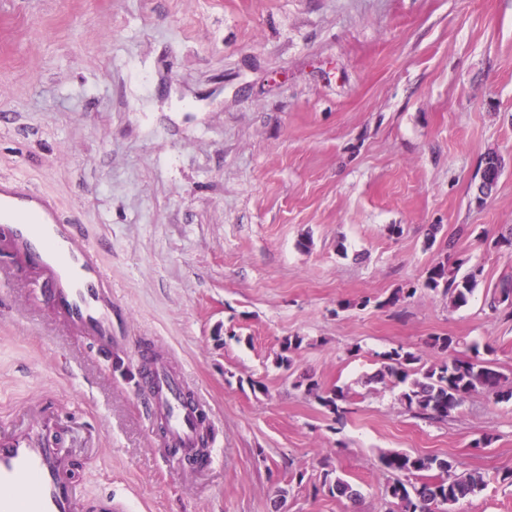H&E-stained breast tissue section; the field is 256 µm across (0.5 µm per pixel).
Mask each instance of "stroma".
I'll return each mask as SVG.
<instances>
[{
	"mask_svg": "<svg viewBox=\"0 0 512 512\" xmlns=\"http://www.w3.org/2000/svg\"><path fill=\"white\" fill-rule=\"evenodd\" d=\"M0 180L47 195L112 277L104 349L0 250V426L60 419L87 495L392 512L399 451L485 474L458 512H512V399L479 390L436 421L377 377L382 353L428 363L450 336L512 381V314L488 306L512 280V0H0ZM448 259L481 271L461 307L423 286ZM145 344L209 406L214 463L159 451ZM306 377L347 392L342 420ZM328 467L359 500L320 489Z\"/></svg>",
	"mask_w": 512,
	"mask_h": 512,
	"instance_id": "35a3bbf8",
	"label": "stroma"
}]
</instances>
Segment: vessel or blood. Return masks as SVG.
Wrapping results in <instances>:
<instances>
[{
    "instance_id": "obj_1",
    "label": "vessel or blood",
    "mask_w": 512,
    "mask_h": 512,
    "mask_svg": "<svg viewBox=\"0 0 512 512\" xmlns=\"http://www.w3.org/2000/svg\"><path fill=\"white\" fill-rule=\"evenodd\" d=\"M0 242L26 256L48 288L64 327L102 346L112 344V279L78 228L61 223L38 191L0 185ZM151 408L165 426L164 444L185 457L200 453L210 424L206 404L187 394L165 365L149 372ZM70 457L34 431L0 433V512H125L106 494L85 501L67 480Z\"/></svg>"
}]
</instances>
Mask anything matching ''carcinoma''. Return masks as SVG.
<instances>
[{
  "instance_id": "1",
  "label": "carcinoma",
  "mask_w": 512,
  "mask_h": 512,
  "mask_svg": "<svg viewBox=\"0 0 512 512\" xmlns=\"http://www.w3.org/2000/svg\"><path fill=\"white\" fill-rule=\"evenodd\" d=\"M462 263L448 266L440 262L428 270L423 287L442 290L457 306H464L477 285L479 272L459 275ZM303 338L288 337L283 341L279 364L291 368L288 353L300 348ZM473 354L452 361L436 359L428 367L414 368L422 357L403 347L393 348L383 355L384 374L395 383L405 385L402 394L408 408L428 419L445 420L462 404L466 395L478 389L493 391L502 399L512 398V387L506 386V378L494 368L493 362L480 356L477 346L470 347ZM306 385V391L315 396L318 403L331 414L339 417L346 412L343 404L346 395L336 387L322 388L312 379L297 382ZM385 467L393 473L405 476L396 479L387 488L388 495L396 500L398 512H456V506L466 498L481 491L485 485L480 471L456 472L455 462L436 456H413L392 451L384 457ZM436 470L438 474L428 478L422 473ZM321 486L356 500L359 492L347 482L334 477V471L322 473Z\"/></svg>"
}]
</instances>
